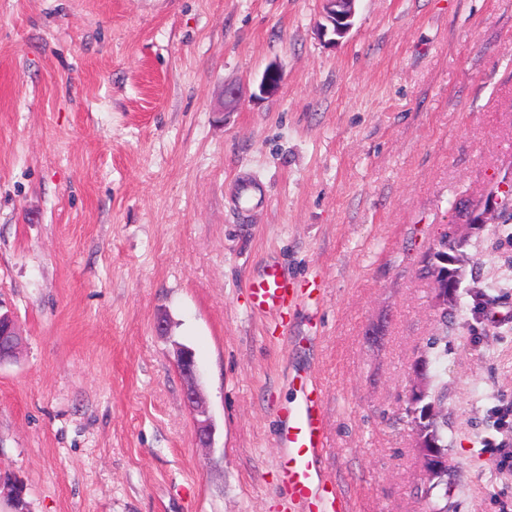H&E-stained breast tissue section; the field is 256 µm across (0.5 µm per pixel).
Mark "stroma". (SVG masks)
Here are the masks:
<instances>
[{
  "label": "stroma",
  "mask_w": 512,
  "mask_h": 512,
  "mask_svg": "<svg viewBox=\"0 0 512 512\" xmlns=\"http://www.w3.org/2000/svg\"><path fill=\"white\" fill-rule=\"evenodd\" d=\"M0 0V472L29 512H289L291 376L316 379L352 512H425L408 368L438 333L422 255L512 165V0ZM277 66L278 91L256 97ZM242 91L222 109L225 85ZM253 187L249 221L238 188ZM448 326L456 512H512V223L470 234ZM319 289L250 309L264 262ZM167 315V335L155 324ZM216 432L195 439L177 345ZM323 2L325 24H319L318 31L323 37L329 33L333 35L334 37L329 39V43L336 44L340 41L336 37H345L352 28L357 0H323ZM20 336L12 317L0 313V365L10 362L14 357L18 343L21 344Z\"/></svg>",
  "instance_id": "35a3bbf8"
}]
</instances>
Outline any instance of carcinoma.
Instances as JSON below:
<instances>
[{
	"mask_svg": "<svg viewBox=\"0 0 512 512\" xmlns=\"http://www.w3.org/2000/svg\"><path fill=\"white\" fill-rule=\"evenodd\" d=\"M466 237L457 233V225L449 224L440 232L433 247L424 257L423 274L440 282L455 281V287L446 289L440 307L441 334L427 338L413 368L426 370V383L406 393L403 399L404 414L417 435V446L429 454L444 459L451 451L448 442V383L441 379L440 366L448 361V316L469 295L476 303L487 306L493 302L481 286L473 284L462 288V263L465 262L463 247ZM456 481L448 480L447 468L441 466L423 481L420 498L427 512H452V499Z\"/></svg>",
	"mask_w": 512,
	"mask_h": 512,
	"instance_id": "carcinoma-1",
	"label": "carcinoma"
}]
</instances>
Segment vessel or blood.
Instances as JSON below:
<instances>
[{"mask_svg": "<svg viewBox=\"0 0 512 512\" xmlns=\"http://www.w3.org/2000/svg\"><path fill=\"white\" fill-rule=\"evenodd\" d=\"M251 307L260 315L290 316L303 293L279 266L265 265L249 283ZM299 393L283 407L280 430L282 454L278 472L288 490L291 512H351L348 499L318 474L316 463L327 446L321 391L307 378L295 383Z\"/></svg>", "mask_w": 512, "mask_h": 512, "instance_id": "b4317fda", "label": "vessel or blood"}]
</instances>
